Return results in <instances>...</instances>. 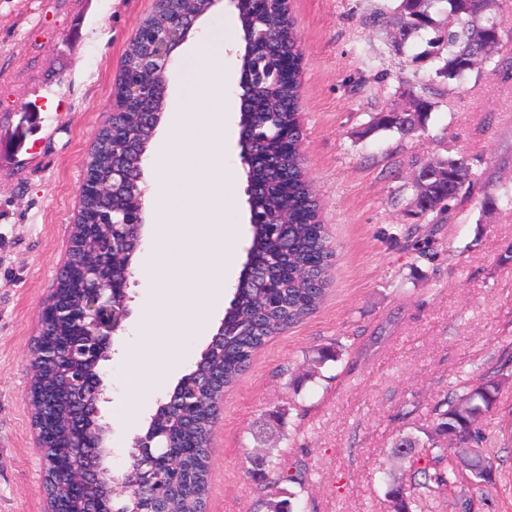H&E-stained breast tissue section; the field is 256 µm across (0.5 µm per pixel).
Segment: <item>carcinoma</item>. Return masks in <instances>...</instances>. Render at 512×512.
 Returning a JSON list of instances; mask_svg holds the SVG:
<instances>
[{"mask_svg": "<svg viewBox=\"0 0 512 512\" xmlns=\"http://www.w3.org/2000/svg\"><path fill=\"white\" fill-rule=\"evenodd\" d=\"M396 2V29L389 30L391 21L381 12L372 15V23L388 29L390 45L398 55L404 54L417 39L430 35L425 48L411 55L410 63L430 65L435 78L448 89H453L467 73L489 63L512 72V56L503 53L504 40H512V28L484 0ZM205 8L206 0H157L155 11L146 22L157 24L172 10L199 14ZM258 21L274 41H286L291 47L299 38L289 12L266 14ZM257 63L267 77L264 89L241 84V109L265 122V131L271 135L284 109L299 103L301 68L290 59L288 79L276 80L273 58L259 56ZM434 107V102L422 97L411 113L381 112L365 133L383 129L406 135L417 127H425ZM271 153L277 165L258 170L259 178L266 183L267 195L257 202V211L250 213L248 275L239 281L224 313V335L214 337L195 368L183 376L177 390L158 407L148 424V428L159 433L153 441V456L168 445L182 455V469L175 481L168 478L161 462H156L153 482L162 488L165 512H205L211 473L207 448L218 402L270 338L317 309L328 284L334 250L320 219L319 201L305 178L301 143L290 137L286 147L272 144ZM114 154L124 155L133 172L142 171L141 162L128 153L125 141L102 128L88 160L94 177L105 178L111 173ZM412 165L420 172L433 167L439 170V177L411 186L416 214L426 217L429 224L449 221L480 180V173L464 156L432 162L414 160ZM137 204L136 191L116 195L109 201L110 208L120 213L136 208ZM269 211L277 214L279 225L263 222ZM73 257V264L83 270H90L99 262L98 253L93 250L78 249ZM256 267L267 271L268 286L253 287L249 272ZM339 351L338 346L317 349L309 359L310 376H322L326 363L338 360ZM71 371L96 377L100 375V364L71 359L62 365L46 361L33 365L26 394L33 421L40 420L46 399L53 400L55 418L47 422V427L58 437L59 446L50 449L51 461L43 478L50 504L64 484L63 463L77 456L76 449L66 446L64 437L69 416L80 408V403L65 388V375ZM502 382L501 378H487L472 385L464 383L463 393L448 409L435 410L436 424L427 441L412 433L399 439L394 454L408 461L410 473L408 481L394 478L387 485L385 496L393 512H413L420 507L417 488L430 493L436 487L454 486L460 471L467 473L470 484L477 488L495 481L491 459L482 448V421L496 408ZM148 507L149 495L142 491L112 503V508L123 512H145Z\"/></svg>", "mask_w": 512, "mask_h": 512, "instance_id": "cac0c4a2", "label": "carcinoma"}]
</instances>
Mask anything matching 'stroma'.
<instances>
[{
	"instance_id": "1",
	"label": "stroma",
	"mask_w": 512,
	"mask_h": 512,
	"mask_svg": "<svg viewBox=\"0 0 512 512\" xmlns=\"http://www.w3.org/2000/svg\"><path fill=\"white\" fill-rule=\"evenodd\" d=\"M392 0H292L301 36L299 105L307 176L335 249L319 308L273 337L226 394L209 448L206 512H253L247 470L260 425L280 433L284 472L309 484L294 512H387L389 477H404L393 444L431 431L435 408L466 379L512 359V208L484 203V188L512 193V77L490 69L446 91L429 69L392 53L369 18ZM155 0H0V512H46L42 457L24 393L39 311L55 288L76 220L95 136L112 109L125 50ZM229 0L200 22L231 21L224 67L237 84L245 43ZM173 54L156 130L180 100L182 57ZM384 78H376V71ZM433 99L424 129L365 134L377 113ZM466 155L483 177L447 224L411 216L417 160ZM224 156L235 180L224 192L234 246L250 241L246 167L238 139ZM342 342L322 377H307L315 349ZM495 483H460L428 497L424 512H512V379L485 419Z\"/></svg>"
}]
</instances>
